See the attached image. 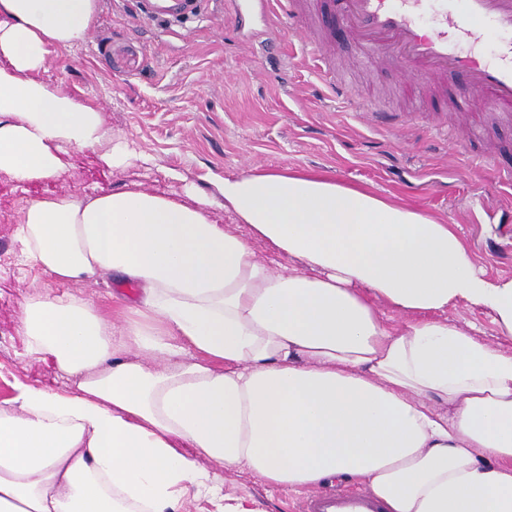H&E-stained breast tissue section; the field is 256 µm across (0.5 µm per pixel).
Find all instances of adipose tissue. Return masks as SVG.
<instances>
[{
	"mask_svg": "<svg viewBox=\"0 0 512 512\" xmlns=\"http://www.w3.org/2000/svg\"><path fill=\"white\" fill-rule=\"evenodd\" d=\"M99 0H0V172L57 177L69 149L136 153L100 109L41 79L86 40ZM218 192L60 193L28 204L25 262L58 284L111 278V311L47 291L20 304L29 359L61 390L0 400V512H264L221 471L272 489L349 482L385 512H512V278L453 225L326 172L249 169ZM266 243L259 259L253 241ZM489 313V343L447 316Z\"/></svg>",
	"mask_w": 512,
	"mask_h": 512,
	"instance_id": "adipose-tissue-1",
	"label": "adipose tissue"
}]
</instances>
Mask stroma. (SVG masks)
Returning <instances> with one entry per match:
<instances>
[{
  "label": "stroma",
  "mask_w": 512,
  "mask_h": 512,
  "mask_svg": "<svg viewBox=\"0 0 512 512\" xmlns=\"http://www.w3.org/2000/svg\"><path fill=\"white\" fill-rule=\"evenodd\" d=\"M260 16L237 20L225 0H198L195 14L175 21L144 17L140 0H100L88 38L51 51L44 77L96 104L113 133L150 155L113 167L106 148L71 149L59 175L18 183L0 173V399L22 382L50 390L65 381L51 361H32L17 330L23 298L64 288L21 258L17 224L30 201L57 193L145 189L183 195L192 184L209 203L212 219L234 225L217 183L249 166L327 170L339 182L360 185L396 203L455 225L477 265L493 277H512V188L495 177L512 169V126L497 127L472 97L456 111L395 101L398 70L383 68L358 79L366 98L393 102L396 131L359 120L348 102L324 97L310 69L269 48ZM487 125L472 152L488 154L471 166L458 142L464 125ZM224 492L261 499L267 512H298L303 492L269 489L252 474L224 472Z\"/></svg>",
  "instance_id": "1"
}]
</instances>
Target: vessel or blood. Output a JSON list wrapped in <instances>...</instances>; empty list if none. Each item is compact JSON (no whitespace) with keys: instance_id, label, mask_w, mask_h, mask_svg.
Masks as SVG:
<instances>
[{"instance_id":"obj_1","label":"vessel or blood","mask_w":512,"mask_h":512,"mask_svg":"<svg viewBox=\"0 0 512 512\" xmlns=\"http://www.w3.org/2000/svg\"><path fill=\"white\" fill-rule=\"evenodd\" d=\"M236 12L256 11L266 21L286 16L302 34L321 84L336 99H347L350 83L337 76L336 60L321 36L313 31V0H234ZM331 21L339 23L368 62L402 68L401 95H409L415 78L433 84L464 82L456 93L460 111H467V90L480 92L494 115L512 123V0H324ZM432 29H424V16ZM500 38L494 59L477 48L480 36ZM300 512H383L368 493L339 492L313 496Z\"/></svg>"}]
</instances>
